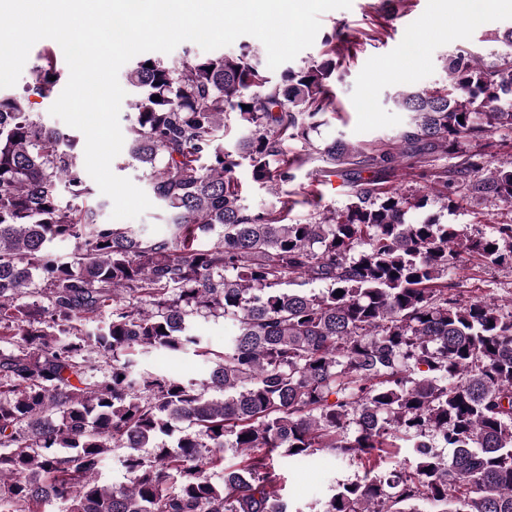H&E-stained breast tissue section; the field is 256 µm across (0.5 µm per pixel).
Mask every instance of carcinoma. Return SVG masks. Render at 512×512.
Segmentation results:
<instances>
[{
    "mask_svg": "<svg viewBox=\"0 0 512 512\" xmlns=\"http://www.w3.org/2000/svg\"><path fill=\"white\" fill-rule=\"evenodd\" d=\"M489 41L499 63L461 50L444 85L398 93L411 125L375 149L368 180L348 169L360 145L312 142L336 114L343 31L278 73L248 43L139 57L128 155L161 235L100 220L78 141L33 109L64 76L43 47L32 83L0 95V512H512V311L450 277L463 257L512 266V224L468 235L410 220L432 196L512 206V156L492 167L487 153L512 130V28ZM442 155L459 161L432 167ZM405 162L424 190L388 185ZM309 165L346 180L343 210L293 223L290 200L244 203L240 167L277 194ZM197 316L234 324L224 347L192 331ZM155 353H191L207 377L143 367ZM116 450L130 475L118 488L98 479ZM321 450L363 474L297 506L277 461Z\"/></svg>",
    "mask_w": 512,
    "mask_h": 512,
    "instance_id": "obj_1",
    "label": "carcinoma"
}]
</instances>
